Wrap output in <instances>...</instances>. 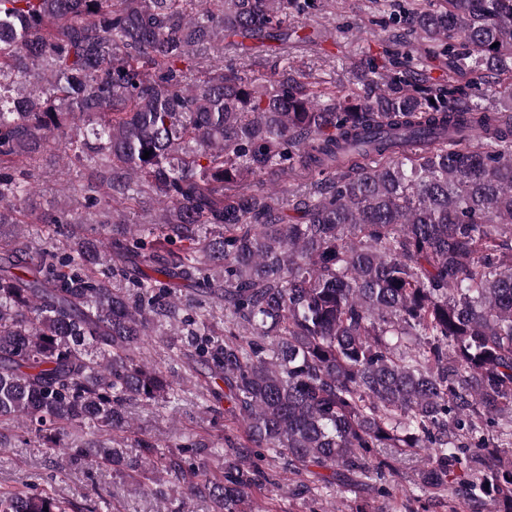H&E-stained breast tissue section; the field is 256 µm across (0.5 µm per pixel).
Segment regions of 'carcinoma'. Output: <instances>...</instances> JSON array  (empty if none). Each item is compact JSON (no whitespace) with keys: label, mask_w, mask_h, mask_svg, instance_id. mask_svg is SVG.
<instances>
[{"label":"carcinoma","mask_w":512,"mask_h":512,"mask_svg":"<svg viewBox=\"0 0 512 512\" xmlns=\"http://www.w3.org/2000/svg\"><path fill=\"white\" fill-rule=\"evenodd\" d=\"M329 2L0 0V449L35 439L70 466L148 472L145 494L214 512H254L279 486L271 461L384 496L373 479L413 455L448 512H512V113L451 77L408 91L397 57L367 62L369 95L288 65L190 78L207 45L285 46ZM399 22L472 89L512 74V0H407ZM51 144L79 161L104 236L57 239L71 209L35 217L40 246L23 232ZM150 201L156 218L131 223ZM163 321L164 370L141 356ZM187 381L240 434L174 450L138 435L129 404L177 403ZM0 512L66 508L1 490Z\"/></svg>","instance_id":"cac0c4a2"}]
</instances>
